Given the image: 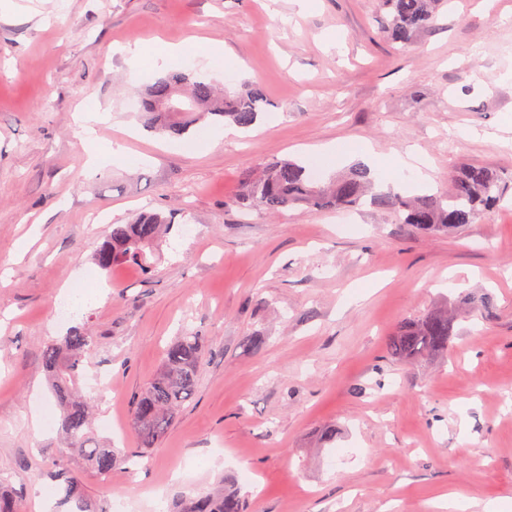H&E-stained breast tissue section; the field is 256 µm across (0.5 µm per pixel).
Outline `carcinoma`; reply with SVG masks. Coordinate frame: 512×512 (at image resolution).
<instances>
[{
    "label": "carcinoma",
    "mask_w": 512,
    "mask_h": 512,
    "mask_svg": "<svg viewBox=\"0 0 512 512\" xmlns=\"http://www.w3.org/2000/svg\"><path fill=\"white\" fill-rule=\"evenodd\" d=\"M445 0H382L388 11L386 28L392 40L408 44L414 32L435 22ZM263 91L254 85L234 93L221 92L194 70L173 71L146 85L140 98L144 126L164 136L181 137L196 123L208 117L216 123L229 122L241 128L253 126L264 111ZM373 183L370 170L352 166L343 176L326 185L317 182L312 170L297 161L270 162L240 183L237 201L252 209L278 212L301 204L354 208L361 204ZM452 192L411 200L395 194H379L376 205L402 214V223L424 232H441L473 224L497 206L504 197L498 175L489 167L471 165L452 179ZM174 221L161 212L144 213L127 224H114L106 240L94 254L97 266L109 271L119 265H135L150 271L149 257L170 233ZM463 304L471 316L490 312L485 297L469 293ZM456 318L446 311H433L417 320L406 321L389 339L390 357L419 361L448 349L454 336ZM95 344V336L85 328L48 343L41 367L54 393L59 409L58 430L66 441L61 456L78 455L101 474L112 471L118 461L113 449L93 441L89 406L80 394L81 364ZM204 354V339L195 333L176 337L165 351L162 365L153 380L132 400L134 428L143 447L161 440L183 405L192 397ZM65 500L76 512H98L86 498L78 481L65 471ZM188 512H247L238 491L224 488V494L202 496L191 502Z\"/></svg>",
    "instance_id": "carcinoma-1"
}]
</instances>
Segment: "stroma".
<instances>
[{"label": "stroma", "instance_id": "1", "mask_svg": "<svg viewBox=\"0 0 512 512\" xmlns=\"http://www.w3.org/2000/svg\"><path fill=\"white\" fill-rule=\"evenodd\" d=\"M379 0H0V483L21 512H73L67 470L100 512H187L235 486L249 512H441L449 494L512 512V0H449L409 46L383 33ZM193 43L203 75L259 86L263 121L235 140L202 122L169 138L136 107L153 71L120 53ZM241 64L233 80L214 52ZM98 104L95 148L74 135ZM415 148L448 193L454 170L493 168L507 191L473 224L424 234L381 207L242 209L251 171L274 159L345 171L315 147ZM118 143L124 159L87 166ZM175 222L151 271H101L110 225L139 212ZM101 223H92V215ZM103 285L60 323L55 300L86 275ZM477 290L493 313L460 320L447 353L395 362L397 327ZM89 328L85 370L106 373L97 427L122 460L100 476L61 459L41 369L49 340ZM205 338L195 391L145 465L131 400L175 336ZM266 339L247 352L249 336ZM336 439L324 442L326 431Z\"/></svg>", "mask_w": 512, "mask_h": 512}]
</instances>
